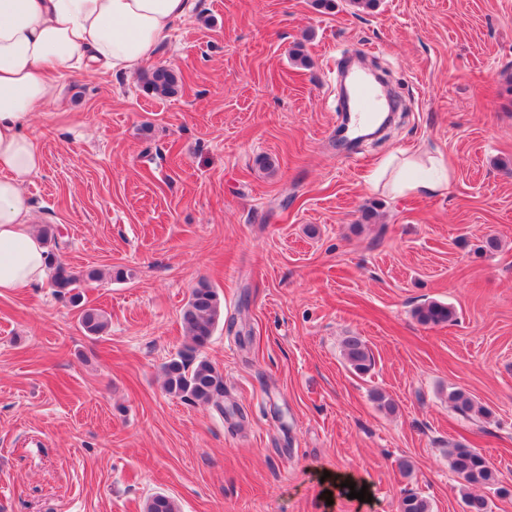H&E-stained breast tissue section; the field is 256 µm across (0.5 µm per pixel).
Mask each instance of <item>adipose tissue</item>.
Masks as SVG:
<instances>
[{
  "label": "adipose tissue",
  "mask_w": 512,
  "mask_h": 512,
  "mask_svg": "<svg viewBox=\"0 0 512 512\" xmlns=\"http://www.w3.org/2000/svg\"><path fill=\"white\" fill-rule=\"evenodd\" d=\"M195 6L196 0H0V295L48 275L25 189L44 163L25 132L33 114L60 98L68 72L136 71Z\"/></svg>",
  "instance_id": "ef3b65f1"
}]
</instances>
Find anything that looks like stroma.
Returning <instances> with one entry per match:
<instances>
[{"label": "stroma", "instance_id": "stroma-1", "mask_svg": "<svg viewBox=\"0 0 512 512\" xmlns=\"http://www.w3.org/2000/svg\"><path fill=\"white\" fill-rule=\"evenodd\" d=\"M352 51L406 110L348 150ZM149 66L174 69L178 94L72 71L27 129L44 155L33 224L99 271L79 292L109 324L86 335L47 281L0 296V512H143L158 493L181 512H399L408 490L465 512L454 443L489 459L507 489L487 490L492 512H512V0H198ZM400 153L443 155L447 191L371 183ZM203 280L224 306L201 350L222 413L164 389ZM429 300L454 319L419 324ZM349 336L368 374L343 358ZM453 388L491 418L456 414ZM327 471L371 501L326 497ZM343 356L349 367L357 374L370 372L373 357L365 342L358 336H349L343 341Z\"/></svg>", "mask_w": 512, "mask_h": 512}]
</instances>
